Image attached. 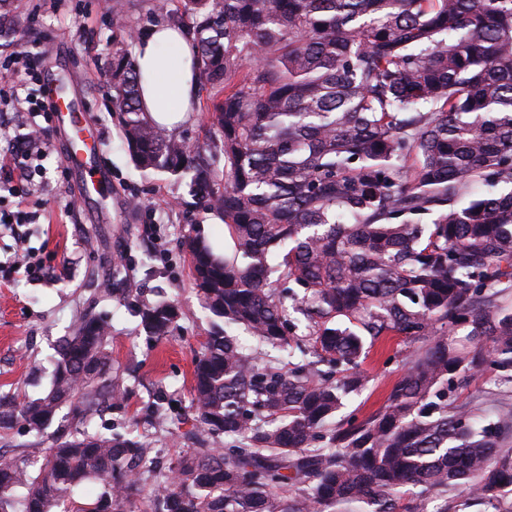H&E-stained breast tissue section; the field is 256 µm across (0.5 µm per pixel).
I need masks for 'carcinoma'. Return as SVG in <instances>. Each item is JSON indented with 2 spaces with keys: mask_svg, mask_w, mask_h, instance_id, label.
Instances as JSON below:
<instances>
[{
  "mask_svg": "<svg viewBox=\"0 0 512 512\" xmlns=\"http://www.w3.org/2000/svg\"><path fill=\"white\" fill-rule=\"evenodd\" d=\"M215 138L194 148L149 121L127 50L112 102L144 170L188 178L224 221L221 254L190 235L197 291L219 319L195 358L194 448L146 491L151 448L104 434L120 398L107 320L81 315L48 391L0 393V432L39 437L70 406L74 432L38 473L0 457V512H417L405 495L481 512L512 495V408L448 406V386L494 371L512 384V0H184ZM219 154L218 171L211 159ZM482 192L462 199L473 185ZM291 304H286V301ZM152 336L175 303L140 310ZM305 322L309 344L297 336ZM467 329L471 346L450 338ZM235 327L256 347L244 351ZM418 344L383 405L336 419L367 377L364 337ZM308 362L294 363L296 355ZM94 499L74 500L86 483ZM23 495H18L19 490Z\"/></svg>",
  "mask_w": 512,
  "mask_h": 512,
  "instance_id": "obj_1",
  "label": "carcinoma"
}]
</instances>
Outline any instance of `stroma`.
I'll return each mask as SVG.
<instances>
[{
    "label": "stroma",
    "mask_w": 512,
    "mask_h": 512,
    "mask_svg": "<svg viewBox=\"0 0 512 512\" xmlns=\"http://www.w3.org/2000/svg\"><path fill=\"white\" fill-rule=\"evenodd\" d=\"M118 8L121 30L112 23ZM11 9L0 62L27 49L40 70L59 74L103 137L97 164L108 184L100 201L85 200L64 162L63 140L53 135L34 223L20 225L15 235L0 233V261L26 253L45 269L40 281L0 273V392L22 402L40 396L60 339L83 304L95 300L96 313L112 326V376L125 389L121 401L100 413L96 427L151 444L156 466L147 483L156 488L169 463L191 446L194 360L213 322L193 285L185 240L197 229L218 249L230 248L231 241L223 221L195 204L186 182L142 171L131 161L112 110V52L119 44L133 49L127 33L139 36L161 22L184 27L191 18L181 0H12ZM129 283L134 291L124 298L103 292ZM160 300L177 303L179 316L169 335L155 337L142 328L139 311ZM414 349L400 336L375 340L361 364L367 385L348 400L343 417L359 421L378 409ZM448 403L512 406V386L488 371L449 389ZM71 430L64 411L38 440L15 426L0 437V454L43 460L57 437Z\"/></svg>",
    "instance_id": "35a3bbf8"
}]
</instances>
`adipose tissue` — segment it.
<instances>
[{"label": "adipose tissue", "instance_id": "1", "mask_svg": "<svg viewBox=\"0 0 512 512\" xmlns=\"http://www.w3.org/2000/svg\"><path fill=\"white\" fill-rule=\"evenodd\" d=\"M134 58L147 117L169 129L187 121L198 85L196 49L185 30L164 23L152 26L137 41Z\"/></svg>", "mask_w": 512, "mask_h": 512}]
</instances>
